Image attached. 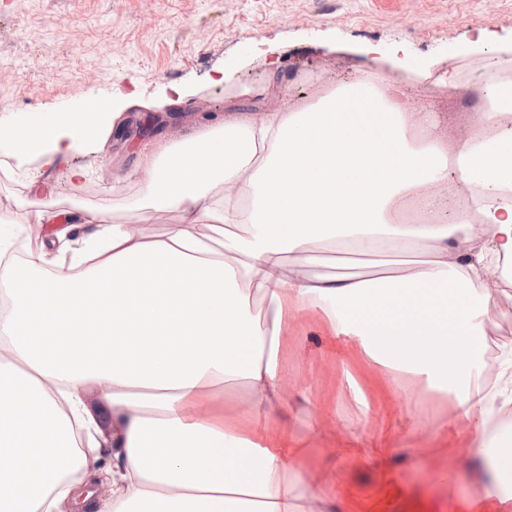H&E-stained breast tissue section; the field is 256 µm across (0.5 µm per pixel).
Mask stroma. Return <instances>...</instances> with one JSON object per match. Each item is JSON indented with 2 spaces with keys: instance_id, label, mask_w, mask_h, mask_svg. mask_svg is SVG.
Segmentation results:
<instances>
[{
  "instance_id": "obj_1",
  "label": "stroma",
  "mask_w": 512,
  "mask_h": 512,
  "mask_svg": "<svg viewBox=\"0 0 512 512\" xmlns=\"http://www.w3.org/2000/svg\"><path fill=\"white\" fill-rule=\"evenodd\" d=\"M506 56L512 0H0V120L106 99L130 119L104 153H73L88 171L75 199L62 168L17 161L0 145V197L19 196L32 175L55 186L61 212L139 224L140 147L178 142L228 112L278 107L270 61L291 87V109L372 71L400 80L413 111L453 130L488 97V59ZM179 88L185 101L163 112L127 105L167 102ZM0 217L13 226L16 261L69 256L56 225L29 236L33 209ZM283 348L287 388L258 429L265 443L300 448L298 467L328 496L327 512H468L467 500L491 488L477 431L457 422L447 392L376 362L314 310L296 317Z\"/></svg>"
}]
</instances>
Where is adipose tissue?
Segmentation results:
<instances>
[{
    "instance_id": "1",
    "label": "adipose tissue",
    "mask_w": 512,
    "mask_h": 512,
    "mask_svg": "<svg viewBox=\"0 0 512 512\" xmlns=\"http://www.w3.org/2000/svg\"><path fill=\"white\" fill-rule=\"evenodd\" d=\"M119 118L109 109L21 113L7 127L14 152L66 166L71 196L85 167L75 149H103ZM512 160V120L474 112L455 135L431 113L355 81L296 112H239L177 144L141 155L142 205L160 234L92 223L70 259L8 261L0 221V512H302L322 495L296 466V448H256L225 419V385L244 381L251 414L285 389L288 324L320 310L339 336L371 358L388 355L454 394L463 420L485 428L492 403L474 380L494 295L491 264L512 260V163L472 162L477 145ZM461 183L475 217L401 221L409 201L432 203ZM395 255L423 245L424 261L399 275L371 271L312 278L311 245ZM34 288L21 290L24 277ZM264 314H255L254 301ZM109 411L115 448L112 498L85 497L87 455L78 439Z\"/></svg>"
}]
</instances>
